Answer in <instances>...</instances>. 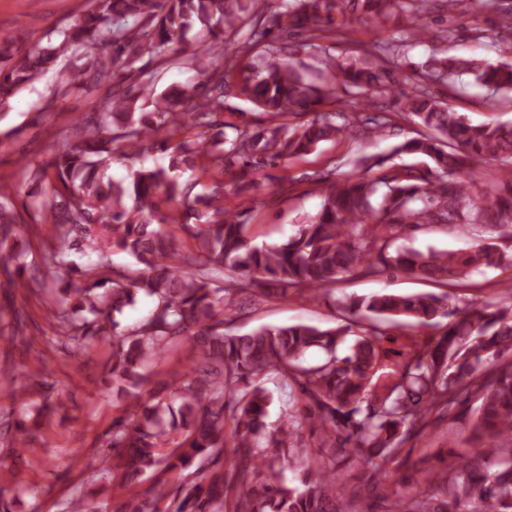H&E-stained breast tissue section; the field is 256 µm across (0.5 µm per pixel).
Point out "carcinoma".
Here are the masks:
<instances>
[{
    "mask_svg": "<svg viewBox=\"0 0 512 512\" xmlns=\"http://www.w3.org/2000/svg\"><path fill=\"white\" fill-rule=\"evenodd\" d=\"M91 6L54 28L46 43L19 53L0 43V110L21 90L57 68L48 104L78 88L105 85L104 96L86 121L72 128L47 162L19 161L33 211V230L54 232L42 264L66 280L53 302L54 318L72 354L88 341L112 345L110 376L127 399L125 415L112 424V483L120 490L148 481L113 512H374L361 490L338 475L341 463L360 466L374 478L378 468L410 456L404 449L429 424L439 406L461 395H477L471 411L473 454L451 453L453 461L428 470L422 492L404 483L379 499L386 512H512V305L488 311L468 300L448 307L447 295L377 293L340 302L348 322L322 329L308 324L259 327L229 335L236 295L284 297L294 288L309 299L328 297L342 276L376 277L403 272L443 285L483 268L512 270L508 251L487 236L498 229L512 236V126L473 124L454 112L432 86L457 89L471 75L490 96L512 92V63H489L449 54L456 41L449 27L432 31L422 20L433 11L458 17L479 7L497 16L495 37L512 43V8L501 0H294L289 9L267 14V0H90ZM418 21L396 35L385 24L397 11ZM364 23L369 40L332 56L318 40H349L345 20ZM195 24L212 38L214 64L195 86L136 94L114 74L145 54L183 42ZM248 28L238 57L226 56L224 35ZM316 48L313 63H294L293 35ZM444 43L413 66L412 91L402 89L398 62L428 37ZM89 57L87 67L76 61ZM357 96L340 112H317L305 122L284 121L329 101L338 90ZM245 98L262 120L227 99ZM142 106H137V102ZM376 108L378 112L367 113ZM403 121L422 127L396 145L402 162L361 156L351 169L331 170L321 207L284 244L254 246L245 236L256 194L273 188L283 168L326 142L386 131ZM169 154L166 166H143L132 181L114 180V161ZM488 159L499 161L485 188L469 176ZM232 175L238 203H224V176ZM208 179V192L196 194ZM195 222H190V219ZM23 221L13 192L0 183V272L3 285L33 290L46 282L28 269L26 251L15 247ZM434 229L469 238L464 250L426 253L396 242ZM192 241L180 250L175 232ZM122 252L138 268H119ZM141 296L153 310L131 327L118 316ZM374 315L408 331L401 360L387 363V332L376 324L347 353L339 345L352 327ZM406 319L407 323L400 322ZM448 319L439 337L420 341L414 325ZM183 344L198 367L180 378L154 383L151 402L142 399L148 359ZM324 352L308 364L305 353ZM299 388L306 420L320 433L319 456L305 460L299 484L281 477L290 437L303 426L290 417L266 422L272 400L264 378ZM234 443L226 449V433ZM235 457L232 472L220 463ZM183 476L169 497L158 470ZM67 512H102L89 498L69 501Z\"/></svg>",
    "mask_w": 512,
    "mask_h": 512,
    "instance_id": "obj_1",
    "label": "carcinoma"
}]
</instances>
